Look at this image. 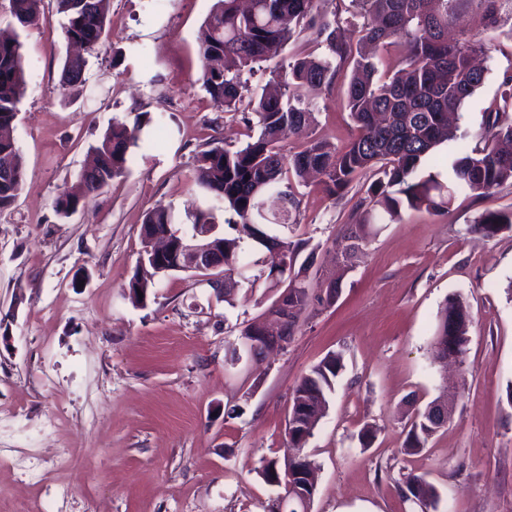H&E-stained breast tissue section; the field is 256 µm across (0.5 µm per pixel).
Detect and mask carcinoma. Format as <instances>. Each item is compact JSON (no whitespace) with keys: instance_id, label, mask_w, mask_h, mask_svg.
<instances>
[{"instance_id":"obj_1","label":"carcinoma","mask_w":512,"mask_h":512,"mask_svg":"<svg viewBox=\"0 0 512 512\" xmlns=\"http://www.w3.org/2000/svg\"><path fill=\"white\" fill-rule=\"evenodd\" d=\"M41 0H11V16L18 33L0 37V164L8 159L16 170L12 192L0 194V210L15 203L25 180L22 158L13 137V125L26 86L20 32L38 13ZM88 10L82 0H56L64 17L66 39L78 41L90 52L103 44L108 25V0H91ZM328 0H215L198 40L203 61L200 81L215 105L235 111L244 98L258 118V134L245 145L228 149L212 146L200 153L195 185L223 204L224 224L234 231L222 235L224 242V302L232 303L241 276L243 244L264 247L272 267L267 278L277 284L286 279L284 307H269L277 316L285 336L292 334L313 300L308 280L309 260L295 267L308 241L293 239L299 208L297 186L307 173L324 176L325 189L342 194L361 173L378 168L359 206L364 217L336 236L335 246L342 258L351 261L359 246L375 227L394 219L404 208L441 213L460 189L477 195L506 183L512 184V85L505 84L500 101L485 110L478 143L463 150L452 163V172L443 180L438 173L418 175L421 163L444 142L457 139L458 128L448 123V115L459 111L484 84L485 70L470 69L476 53L490 52L492 42L512 40V0H351L353 11L342 17L337 10L327 13ZM471 14L477 31H464L448 41V26L458 17ZM357 29L353 44L343 38L344 27ZM315 44L319 55L295 51L286 62L278 57L290 45ZM394 52L393 75L379 74L374 55L366 51ZM266 64L271 81L279 89L253 91L245 75ZM85 59H65L62 87L73 93L85 84ZM343 79L342 107L349 113L355 134L342 151L324 139L313 138L288 162L280 155L281 144L290 134L309 124L312 104L306 98L310 87L335 88ZM142 123L133 128L115 121L96 147L98 172L95 181L78 180L75 191L55 201L56 212L70 216L76 207L110 185L127 169L130 149L138 145ZM288 199L284 231L274 245L264 242L267 221L261 203L268 194ZM146 224H155L163 233L174 231L177 216L169 209L149 211ZM512 230L511 211H486L470 232L493 238ZM153 279L134 274L129 283L133 303L145 305L139 293L150 294ZM470 313L458 295H450L442 305L431 355L435 360L463 359L469 341ZM343 368L342 356L332 353L311 367L296 383L291 394V416L286 432L287 455L266 462L260 475L272 489L267 505H284V512H302L298 495L280 483L286 472L304 466L302 450L325 415L335 391L336 378ZM441 428L429 408L416 413L407 433L404 450L415 453ZM402 497L421 507L436 508L440 499L436 487L423 475H409L400 486Z\"/></svg>"}]
</instances>
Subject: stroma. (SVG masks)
<instances>
[{"label": "stroma", "mask_w": 512, "mask_h": 512, "mask_svg": "<svg viewBox=\"0 0 512 512\" xmlns=\"http://www.w3.org/2000/svg\"><path fill=\"white\" fill-rule=\"evenodd\" d=\"M215 0H110V25L85 71L87 90L60 85L68 49L56 0H42L23 34L26 91L14 138L26 169L0 212V512H266L259 471L283 458L290 394L328 353L341 354L329 409L304 454L317 475L312 512H420L399 484L426 475L437 512H512V232L470 233L488 210L512 209V185L458 192L447 212L402 210L348 264L332 244L355 223L374 172L342 194L317 178L300 187L296 233L315 247L311 281H334L288 343L231 355L263 321L282 286L241 284L234 305L204 276L157 279L131 303L145 213L179 218L214 201L194 184L209 142L246 140V112L218 108L199 82L197 38ZM485 81L458 114L466 144L512 76V40L481 58ZM313 123L282 145L313 138L343 148L354 134L339 91L313 89ZM140 132L126 172L70 217L69 191L113 119ZM471 322L463 363L433 361L438 312L449 295ZM456 395L453 414L418 453L403 449L417 410ZM375 438L362 447L359 432ZM71 451L69 466L56 451Z\"/></svg>", "instance_id": "obj_1"}]
</instances>
